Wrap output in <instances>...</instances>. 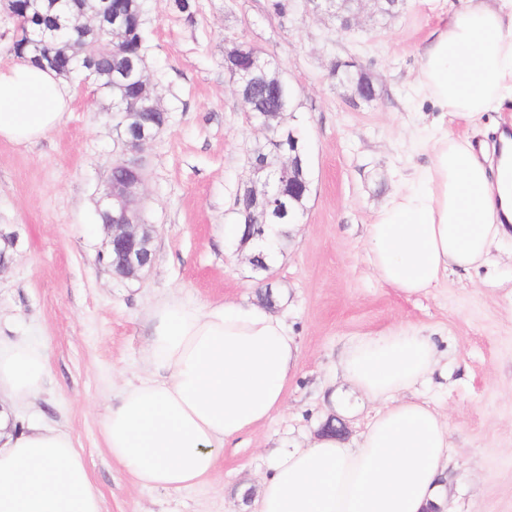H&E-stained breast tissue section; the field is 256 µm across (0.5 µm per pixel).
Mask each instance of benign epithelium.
<instances>
[{
  "label": "benign epithelium",
  "instance_id": "1",
  "mask_svg": "<svg viewBox=\"0 0 512 512\" xmlns=\"http://www.w3.org/2000/svg\"><path fill=\"white\" fill-rule=\"evenodd\" d=\"M47 12L35 11L31 17L32 37L20 46L22 51L37 53L38 63L44 67H56L51 56L39 53L40 48L69 37L71 28L67 12L56 13V0H45ZM87 22H97L103 27H112L118 19L112 18L111 0H99V7L92 15L80 14ZM233 51L238 59L236 71L230 73L236 87L249 85L256 74L274 66L264 53L243 37L228 41L224 52ZM156 138L154 131L141 122L131 127L125 150L116 155L115 161L131 178L122 182L107 180L98 200V215L106 231L105 252L117 253L121 263V277L133 279L153 265L154 227L141 223L142 197L141 187L145 182V171L140 154L142 147ZM252 177L241 183L245 193L253 199L254 213L252 223L265 224L271 207L284 191H290V197L296 199L311 192V181L301 178L298 157L290 154L278 156L274 164L256 163L249 166Z\"/></svg>",
  "mask_w": 512,
  "mask_h": 512
}]
</instances>
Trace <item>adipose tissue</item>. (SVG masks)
<instances>
[{"mask_svg":"<svg viewBox=\"0 0 512 512\" xmlns=\"http://www.w3.org/2000/svg\"><path fill=\"white\" fill-rule=\"evenodd\" d=\"M416 84L439 110L474 125L512 100V0H459L422 54ZM71 95L56 73L0 65V140L56 129ZM427 164L379 211L367 239L377 276L408 295L449 273L494 265L512 237V140L493 164L470 135L438 129ZM144 375L108 406L102 435L136 486L180 492L212 475L226 443L284 403L299 344L262 305L197 304L168 296L146 312ZM439 350L418 330L361 337L344 351L346 380L381 407L356 445L319 436L276 458L256 512H427L445 507L448 422L407 392L430 378ZM49 377L30 340L0 341V512H103L72 435L15 408Z\"/></svg>","mask_w":512,"mask_h":512,"instance_id":"obj_1","label":"adipose tissue"}]
</instances>
